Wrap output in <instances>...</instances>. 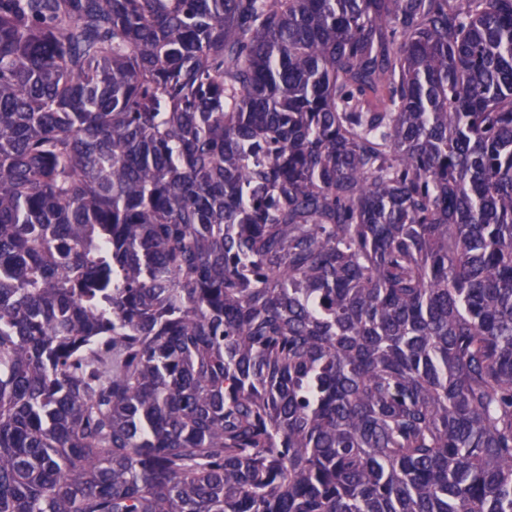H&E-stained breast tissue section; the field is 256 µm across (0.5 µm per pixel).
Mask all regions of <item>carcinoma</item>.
<instances>
[{
	"instance_id": "carcinoma-1",
	"label": "carcinoma",
	"mask_w": 512,
	"mask_h": 512,
	"mask_svg": "<svg viewBox=\"0 0 512 512\" xmlns=\"http://www.w3.org/2000/svg\"><path fill=\"white\" fill-rule=\"evenodd\" d=\"M0 512H512V0H0Z\"/></svg>"
}]
</instances>
